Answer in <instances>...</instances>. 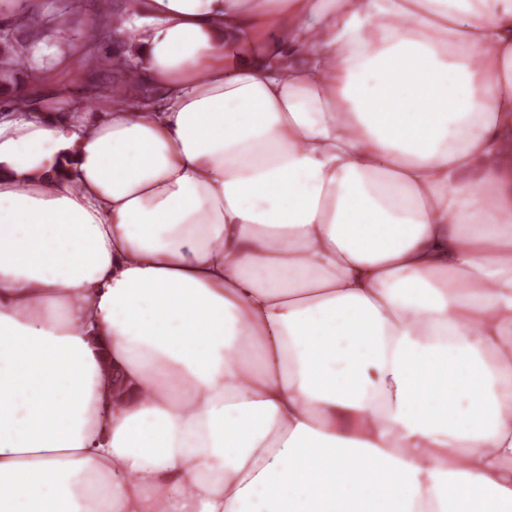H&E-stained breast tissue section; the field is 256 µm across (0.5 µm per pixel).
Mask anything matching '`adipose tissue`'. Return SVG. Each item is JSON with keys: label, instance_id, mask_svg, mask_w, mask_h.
Segmentation results:
<instances>
[{"label": "adipose tissue", "instance_id": "obj_1", "mask_svg": "<svg viewBox=\"0 0 512 512\" xmlns=\"http://www.w3.org/2000/svg\"><path fill=\"white\" fill-rule=\"evenodd\" d=\"M131 7L0 109V512H512V0Z\"/></svg>", "mask_w": 512, "mask_h": 512}]
</instances>
